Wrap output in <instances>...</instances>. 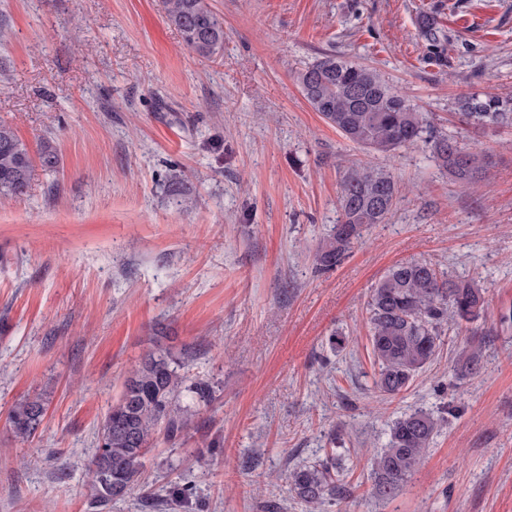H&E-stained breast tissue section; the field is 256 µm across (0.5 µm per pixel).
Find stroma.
<instances>
[{
	"mask_svg": "<svg viewBox=\"0 0 512 512\" xmlns=\"http://www.w3.org/2000/svg\"><path fill=\"white\" fill-rule=\"evenodd\" d=\"M224 53L191 55L160 0H0V121L59 164L0 203V512H91L87 470L129 369L165 348L214 401L145 459V483L106 512H313L298 464L341 455L350 494L323 512H512V130L457 114L460 95L512 96V0H211ZM448 36L428 53L418 17ZM336 53L379 71L428 124L484 151L451 181L424 144L391 159L347 142L296 74ZM399 194L338 267L315 262L352 163ZM426 260L487 302L388 398L375 387L367 304L394 264ZM484 368L464 372L473 350ZM42 399L19 443L8 413ZM440 418L397 495L371 460L397 418Z\"/></svg>",
	"mask_w": 512,
	"mask_h": 512,
	"instance_id": "obj_1",
	"label": "stroma"
}]
</instances>
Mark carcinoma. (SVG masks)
<instances>
[{"instance_id": "obj_1", "label": "carcinoma", "mask_w": 512, "mask_h": 512, "mask_svg": "<svg viewBox=\"0 0 512 512\" xmlns=\"http://www.w3.org/2000/svg\"><path fill=\"white\" fill-rule=\"evenodd\" d=\"M165 21L176 29L190 54L210 59L224 51V18L209 0H162ZM422 36L444 51V36L434 16L420 14ZM297 82L313 111L347 141L387 158L418 141L456 183L471 186L482 177L485 155L465 150L451 136L423 124L408 97L376 69L342 56L325 54L298 72ZM465 122L481 128H512V97L462 95L456 102ZM54 169L56 143L39 141L37 156L13 128L0 122V200L27 194L34 159ZM398 195L391 173L381 167L352 165L343 177L340 219L317 249L318 264L341 263L364 230L386 223ZM482 289L469 281L452 282L425 260L401 262L372 289L367 305L371 353L378 367L376 387L384 396L406 391L417 374L433 361L442 344L444 326L458 327L483 318ZM213 387L178 372V362L163 350L149 353L130 369L120 397L100 426L98 448L90 460L93 498L103 504L125 498L140 485L145 456L164 432L175 442L187 432L194 408L209 404ZM44 404L26 399L14 405L8 420L21 442L33 438L44 416ZM439 431V422L424 410L397 419L388 445L372 462L378 497H393L416 471ZM291 492L314 507L341 493L334 457L289 472Z\"/></svg>"}]
</instances>
